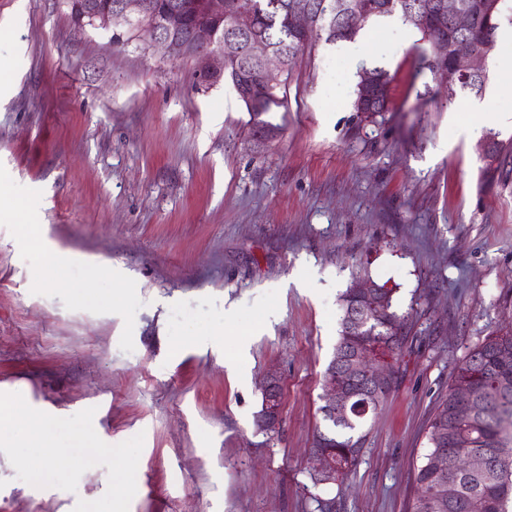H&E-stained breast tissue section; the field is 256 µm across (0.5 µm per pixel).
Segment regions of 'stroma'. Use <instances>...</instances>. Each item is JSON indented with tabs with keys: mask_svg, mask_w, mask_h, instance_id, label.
<instances>
[{
	"mask_svg": "<svg viewBox=\"0 0 512 512\" xmlns=\"http://www.w3.org/2000/svg\"><path fill=\"white\" fill-rule=\"evenodd\" d=\"M391 110L354 111L342 43L301 52L278 134L260 142L230 80L201 85L145 33L77 28L62 0H0V421L24 402L52 421L41 449L0 450V512H407L429 424L457 362L512 325V42L482 95L446 93L427 36L369 21ZM481 124L480 136L470 128ZM118 270L93 301L40 284ZM394 291L406 352L341 486L313 485L322 380L340 295ZM281 376L276 429L261 383ZM98 450L93 465L76 442ZM262 405L255 417V425L260 431H272L279 423L282 412V390L280 377L271 369L264 377L262 385Z\"/></svg>",
	"mask_w": 512,
	"mask_h": 512,
	"instance_id": "35a3bbf8",
	"label": "stroma"
}]
</instances>
